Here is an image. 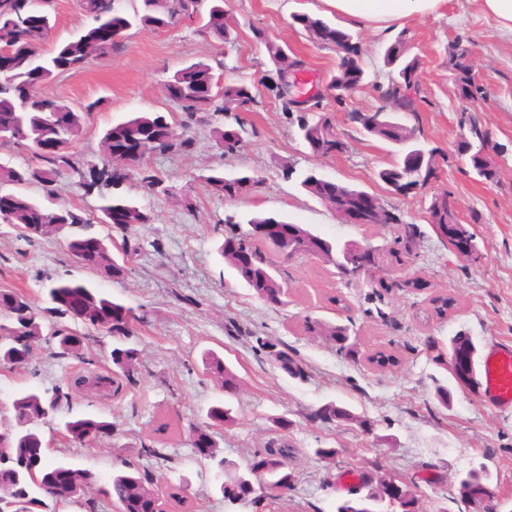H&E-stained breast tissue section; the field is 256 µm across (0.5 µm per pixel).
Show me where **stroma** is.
<instances>
[{
    "label": "stroma",
    "mask_w": 512,
    "mask_h": 512,
    "mask_svg": "<svg viewBox=\"0 0 512 512\" xmlns=\"http://www.w3.org/2000/svg\"><path fill=\"white\" fill-rule=\"evenodd\" d=\"M236 20L235 39L221 44L200 32L199 21H182L153 30L132 27L121 35V49L107 60L94 59L38 87L39 95L86 110L83 131L71 160L83 165L96 159L107 129L136 112H159L181 120L180 106L169 101L164 83L176 70L205 60L225 84L254 86L256 101L241 112L211 114L185 133L184 151L153 155L147 166L170 195L152 194L130 184L122 194L136 200L150 221L126 229L104 224L84 226L86 234L112 236L127 245L129 272L114 280L90 270L69 255L64 239L52 235L33 242L0 223V292H26L39 313L45 340L25 365L0 367V417H10L14 396L62 387L68 402L38 428L48 457L92 473L86 503L63 512H115L97 490L113 473L133 464L149 476L153 489L181 488L184 512H336L355 484L354 471L372 468L378 476L409 485L418 512H512V407L487 402L473 383L453 378L434 361V346H448L454 336L468 338L476 353L504 342L512 344V37L503 35L480 0H448L439 14L410 16L384 31L352 28L366 72L363 87L336 101L328 86L336 73V50L310 41L292 26V17L307 13L343 27L342 18L319 0H226ZM55 27L38 45L49 54L57 43L74 37L88 23L74 0H51ZM263 30L289 57L302 59L309 88L321 91L319 112L330 118L346 142L343 153L321 157L298 136L295 108L286 106L276 89L269 63L255 30ZM405 35L406 54L418 58L424 88L415 110L405 118L427 147L440 150L437 177L420 193H392L378 173L396 162L393 145L366 135L348 114L380 105L388 81L385 49ZM463 40L484 86L482 97L462 100L448 66V46ZM239 128L238 150L227 154L213 136L214 124ZM484 132L482 146L492 158L496 176L482 181L458 157L456 144L470 124ZM296 175L285 178L284 167ZM225 175L258 173L261 181L229 199L211 194L203 181L211 170ZM316 170L326 178L377 195L399 218L395 224H343L332 207L308 195L297 176ZM448 194L460 223L473 233L477 251L462 257L434 233L428 207L437 194ZM254 215L274 216L310 228L338 242L355 241L378 249L380 263L371 273L346 277L325 259L301 255H267L288 286L285 304L258 298L222 259L218 247L225 234L244 233ZM236 217V225L226 217ZM417 231L414 256L391 260L389 251L405 225ZM87 281L131 307L137 317L127 346L138 351V374L117 395L100 397L77 387L90 371L112 372L115 338L92 331L84 359L61 355L53 329L71 327L69 318L47 310V280ZM422 279L426 287L406 288ZM454 297L457 309L445 319L430 314V300ZM346 324L356 356L337 351L328 337L309 333L307 321ZM275 343L302 365L306 378L284 374L257 339ZM220 354L240 380L234 396H225L219 381L203 368L202 355ZM386 351L396 364L371 365L370 354ZM447 386L440 404L435 389ZM354 412L356 421L323 423L312 415L327 403ZM226 405L235 418L221 431L220 455L246 467L269 448L288 451L285 469L293 476L288 489L258 492L255 501L227 507L219 490L215 462L196 456L192 427L209 407ZM78 417L112 423V435L89 443L70 441L66 421ZM288 418V428L275 420ZM166 433H157L160 422ZM154 443L165 457L156 464L140 454ZM319 448L335 449L333 459L316 456ZM484 473L489 498L462 499L461 479Z\"/></svg>",
    "instance_id": "1"
}]
</instances>
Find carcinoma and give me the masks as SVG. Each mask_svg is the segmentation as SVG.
<instances>
[{"instance_id":"obj_1","label":"carcinoma","mask_w":512,"mask_h":512,"mask_svg":"<svg viewBox=\"0 0 512 512\" xmlns=\"http://www.w3.org/2000/svg\"><path fill=\"white\" fill-rule=\"evenodd\" d=\"M141 2L142 10L132 17H127L116 7L109 9L102 6L100 0H86L85 15L91 17L94 24L75 38L59 44L48 57L40 55L36 48V41L47 37L48 29L52 28L48 14L41 13L31 17L25 27L0 22V47H29V50L20 56L15 70L0 77V130H15L18 136L12 138V141L29 143L37 159L36 164L22 167L0 165L1 184H39L51 197L54 195L53 185L64 172L70 170L78 177V184L88 193L95 189L112 188L110 169L114 158L108 151H103L99 159L88 162L82 169L75 168L71 163L70 149L83 131V113L66 103L41 98L34 93L28 100L21 99L13 94L12 86L23 82L33 91L37 86L61 73L76 69L91 58L110 57L119 49L121 34L134 25L169 27L181 19L193 18L187 0H168L160 9L157 8L155 0ZM293 22L314 42L346 48V51L338 55L337 74L330 83V88L338 92L336 102H343L344 97L361 86L365 79L358 43L353 41L350 33L308 14L294 16ZM202 31L221 43H230L234 40L232 16L224 10V0H211L208 21L202 26ZM254 34L264 45L277 75H282L290 66L304 70L305 64L300 59L295 58L292 63H286L282 48L262 31L256 30ZM383 60L389 69V79L387 86L381 91L383 105L378 107L377 111L387 113L391 123L365 125L362 123L364 113L360 111L351 112L350 119L368 135L395 146L405 133V128L401 127L404 114L415 111V103L420 98L422 87L418 81L417 60L405 56L404 38H398L387 47ZM448 66L455 74V86L465 88L471 66L469 47L459 40L450 44ZM170 80H183L188 84L187 93L178 105L189 119L199 112L222 113L231 104L245 110L255 103V92L252 87L244 84L226 85L221 98L215 101L208 98L207 87L214 83V74L212 66L205 61L185 66L176 71ZM57 124L60 125L58 137L62 141V147L57 152H39L37 145L54 131ZM180 126H184V123L171 122L166 115L159 112L138 113L122 124L108 129L103 136V142L127 133L140 137L144 145V157L143 162L133 172V180L142 187L154 191L159 188L161 181L151 174L146 160L154 154L165 153L184 145L177 131ZM312 134L327 144L334 145L338 140L328 118L312 128ZM467 161L478 177L486 181L494 179L496 172L488 156L474 152L467 156ZM378 176L389 190H394L397 183L412 177L408 157L401 156L395 164L381 170ZM205 183L214 194L231 199L237 196L238 187L230 181H224V173L221 171H214L206 176ZM300 186L306 193L323 202L331 199L333 192L336 191V186H325L318 182L311 170L303 174ZM103 200L104 203L99 208L100 216L97 217L99 224L111 223V213L114 210L121 211L126 223L131 226L150 221L147 212L121 193L112 192L104 196ZM34 209L41 210L47 219L41 235L72 229L65 238L66 250L87 268L105 271L114 279H122L128 274L127 260L116 259L108 246H92L93 237L73 230L77 225L92 223V219L75 206L59 204L55 208H47L20 195L15 208L4 223L20 230L28 223L29 213ZM429 213L432 220L439 224H446L448 219L455 216V211L448 210L446 194L432 198ZM291 238L301 242L304 254L315 246L320 247L322 257L333 262L340 274H346L347 262L341 255V245L314 234L300 224L292 225ZM240 242L253 249L254 260L250 268H241L235 254L222 246L219 247V253L247 287L269 303L283 288L279 272L261 251L252 248L249 238L242 237ZM44 293L47 301L52 304L49 311L53 313L67 316L87 327L105 330L114 336L130 335L132 323L135 321L133 310L98 288L85 283L56 279L44 285ZM432 302L434 315L439 319L448 317V311L457 306L456 300L448 296H438L432 299ZM0 308L8 313V325L21 328L22 335L27 340L24 354L32 355L35 345L41 339L42 325L31 298L22 291L0 293ZM309 329L329 337L339 352L355 353L352 344L349 343L347 326L326 325L314 320L309 324ZM56 337L61 354L78 358L83 355L84 346L88 341L87 334L75 329H63L56 332ZM260 345L269 350V354L273 355L283 373L299 380L305 378L303 368L288 352L274 350V345L267 341L260 342ZM111 358L112 363L118 368L117 374L128 381L132 380L137 371V350L120 342L113 347ZM202 362L208 373L221 380L224 394L232 396L237 393L240 380L224 363L223 357L214 351H207L202 356ZM65 397L67 394L58 391L45 396L35 391L24 390L12 401L13 420L0 430V501L5 500L14 505L15 512H59V506L63 504L79 502L85 489L92 485L93 476L76 469L73 471L69 486L52 492L50 474L55 468L62 466V463H50L45 456L36 466L28 462L32 449L43 446L42 438L32 424L45 417L49 406L60 404ZM322 409L326 410V413L318 412L314 417L323 422L334 421L338 417L343 421L355 419L349 409L334 403L326 404ZM234 421L231 409L223 405L211 406L207 410L206 421L195 426L191 434L193 443L199 440L209 442V459L216 462L224 472L220 491L224 503L228 506H235L239 504V500L247 498V486L250 482H264L269 486L279 485L290 476V473L282 470L281 457L285 456L283 448L267 449L263 454L265 468L256 475L248 469L241 472L234 464L220 457L217 429ZM111 430L112 423L91 417L76 418L64 423L66 436L79 443ZM354 476L357 484L350 489L352 498L340 503L337 512H377L376 506L396 498L401 501L400 512H417L416 494L407 486H397L394 481L382 479L369 471L356 472ZM99 492L112 501L116 512H147L150 501L158 498L163 503L168 498L178 503L183 501L177 493L168 494L166 499L160 498L159 491L146 486L140 471L130 466L113 474L110 480L99 488Z\"/></svg>"}]
</instances>
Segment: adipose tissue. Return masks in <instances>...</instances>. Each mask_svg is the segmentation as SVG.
Returning a JSON list of instances; mask_svg holds the SVG:
<instances>
[{
    "mask_svg": "<svg viewBox=\"0 0 512 512\" xmlns=\"http://www.w3.org/2000/svg\"><path fill=\"white\" fill-rule=\"evenodd\" d=\"M348 23L382 29L412 15L438 13L447 0H321Z\"/></svg>",
    "mask_w": 512,
    "mask_h": 512,
    "instance_id": "ef3b65f1",
    "label": "adipose tissue"
}]
</instances>
